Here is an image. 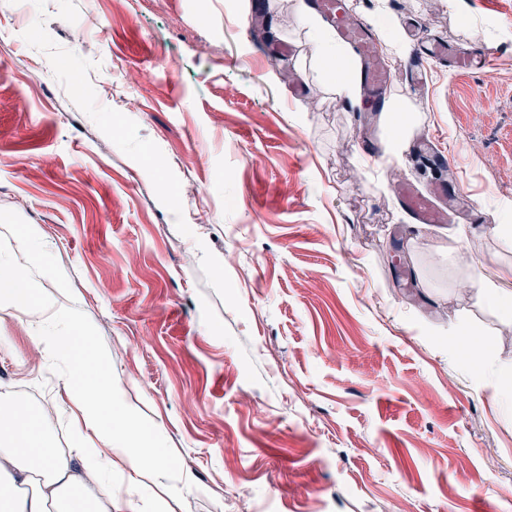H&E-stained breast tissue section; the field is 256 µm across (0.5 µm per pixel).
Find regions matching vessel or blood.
<instances>
[{
	"mask_svg": "<svg viewBox=\"0 0 512 512\" xmlns=\"http://www.w3.org/2000/svg\"><path fill=\"white\" fill-rule=\"evenodd\" d=\"M315 7L333 23L339 35L357 50L362 63L360 84L367 109L371 112L382 111L393 85V75L381 51L378 38L368 26L353 22L352 0H315ZM426 57L448 59L457 66L480 70L488 68L491 60L489 51L476 49L453 51L447 44L440 42L429 48L426 54H418L411 58L410 71L420 70L422 60ZM398 196L417 221L423 224H436L441 218L437 202L447 199L448 187L444 184L440 185L435 194L429 195L406 184L400 187Z\"/></svg>",
	"mask_w": 512,
	"mask_h": 512,
	"instance_id": "obj_1",
	"label": "vessel or blood"
}]
</instances>
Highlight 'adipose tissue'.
<instances>
[{
  "instance_id": "ef3b65f1",
  "label": "adipose tissue",
  "mask_w": 512,
  "mask_h": 512,
  "mask_svg": "<svg viewBox=\"0 0 512 512\" xmlns=\"http://www.w3.org/2000/svg\"><path fill=\"white\" fill-rule=\"evenodd\" d=\"M298 19L311 28L321 75L335 82L338 94H349V84L336 80L337 71L345 65L340 46L329 33L313 27L307 12H300ZM34 310V290L27 277L1 275L0 311ZM72 360L77 384L69 396L81 419L76 423L79 442L69 453L54 448L36 412L0 402V512H112L111 498L87 492L88 483L112 471L111 460L98 453L101 443L123 455L133 471L156 472L153 461L161 450L152 439L144 438L142 448L134 450L122 434L129 411L115 404L111 377L88 365L81 353H74Z\"/></svg>"
}]
</instances>
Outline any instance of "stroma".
<instances>
[{
    "instance_id": "stroma-1",
    "label": "stroma",
    "mask_w": 512,
    "mask_h": 512,
    "mask_svg": "<svg viewBox=\"0 0 512 512\" xmlns=\"http://www.w3.org/2000/svg\"><path fill=\"white\" fill-rule=\"evenodd\" d=\"M355 2L415 116L382 164L361 141L390 142L387 113L320 78L299 0H0V257L47 304L0 313V394L50 406L72 448L66 359L31 338L80 326L172 462L173 512H512V318L476 283L512 267V0ZM64 14L90 19L85 47ZM410 28L493 65L431 59L411 87ZM425 137L461 223H415L397 197L440 178ZM473 329L480 367L448 353ZM140 482L113 455L112 512L150 508ZM21 240L33 263L45 266L48 265V252L42 238L38 236L34 230L27 228Z\"/></svg>"
}]
</instances>
